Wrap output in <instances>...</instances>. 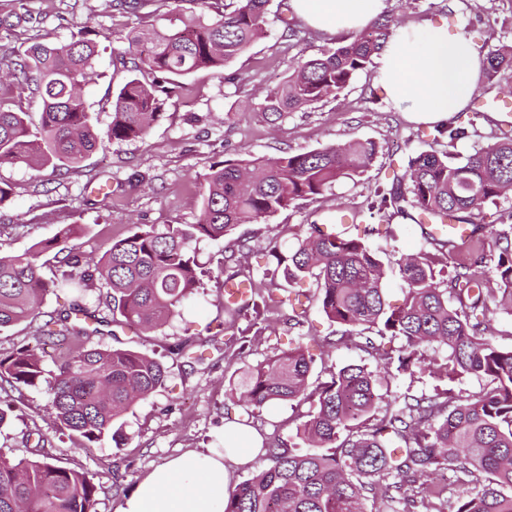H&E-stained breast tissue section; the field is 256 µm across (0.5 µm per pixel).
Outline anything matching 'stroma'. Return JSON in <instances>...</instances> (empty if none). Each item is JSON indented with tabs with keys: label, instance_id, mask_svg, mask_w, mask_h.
I'll return each instance as SVG.
<instances>
[{
	"label": "stroma",
	"instance_id": "stroma-1",
	"mask_svg": "<svg viewBox=\"0 0 512 512\" xmlns=\"http://www.w3.org/2000/svg\"><path fill=\"white\" fill-rule=\"evenodd\" d=\"M32 21L11 36L0 34V104L22 107L39 114L38 94L18 91L8 74L27 46L37 38L68 39L73 27L87 26L99 44L97 76L83 91L98 120L99 129L111 121L112 98L129 76L114 66L113 54L124 47L123 36L150 21L157 9H181L184 15L197 10L193 0H145L138 14L112 6V0H24ZM269 27L230 66L240 81L230 83L220 71H200L186 77L172 106L151 127L146 138L121 143L107 142L90 154L78 168L36 171L25 166H0V182L11 194L0 203V253H18L34 243L52 238L61 225L80 224L82 236L75 245L85 256L100 257L112 240L124 237L134 224H193L200 215L202 176L209 166L248 152L273 157L342 144L354 139L372 140L378 154L361 176L346 179L323 195L299 202L277 215L245 224L224 239L197 244L199 263L209 270L203 288L188 300L180 317L153 333L117 331L105 336L106 344L131 348L160 359L166 366L165 384L126 415L121 442L104 439L90 448L77 439L53 432L54 410L44 390L32 389L15 396V409L8 425L0 428V453L13 458L32 457V448L22 438L33 430L50 434V455L59 465L83 470L99 483L95 512H115L117 506L149 469L188 450L215 447L223 432L224 397L247 367L287 348L291 338L310 337L315 356L311 384L329 380L331 372L349 363L376 368V359L365 351L331 347L336 327L319 308L314 281L303 288L310 293L303 326L292 328L282 313L270 312L260 335L250 337L242 356L225 359L224 335L218 326L224 320V281L232 267L224 261L238 251L242 265L262 277L270 243L281 249L295 245L303 225L325 221L329 212L344 208L359 212L358 224L345 225L354 236L360 226L392 225L394 238L370 237L386 267H395L403 255L435 251L432 240L419 227L389 214H370L368 204L376 188L389 185L402 173L416 151H448L462 158L474 148L495 142L501 131L512 129V112L476 111L466 106L457 122L466 127L467 138L455 143L436 139L431 124L410 122L394 111L375 88L376 65L358 74L336 100L308 112H294L282 120L263 119L257 107L266 91L279 85L298 53L314 54L334 46L335 36L301 27L299 47H288L282 37L283 21L289 18L288 0H270ZM390 13L401 25L426 22L465 26L473 46L494 48L512 45V0H394ZM246 250H238L239 240ZM206 343L204 359L187 363L177 355V345ZM237 418L246 417L236 410ZM301 410L280 402L264 408L250 420L265 441L296 443ZM121 462V477L113 479V460Z\"/></svg>",
	"mask_w": 512,
	"mask_h": 512
}]
</instances>
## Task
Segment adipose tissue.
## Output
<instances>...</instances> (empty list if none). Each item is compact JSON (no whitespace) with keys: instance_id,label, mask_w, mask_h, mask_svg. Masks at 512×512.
<instances>
[{"instance_id":"1","label":"adipose tissue","mask_w":512,"mask_h":512,"mask_svg":"<svg viewBox=\"0 0 512 512\" xmlns=\"http://www.w3.org/2000/svg\"><path fill=\"white\" fill-rule=\"evenodd\" d=\"M291 12L328 35L354 34L391 7L390 0H289ZM483 59L464 29L426 24L394 27L378 58L376 86L395 111L416 122L438 123L462 111L479 89ZM251 445L189 451L145 473L115 512H223L233 474L260 454Z\"/></svg>"}]
</instances>
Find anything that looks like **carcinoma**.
Listing matches in <instances>:
<instances>
[{
    "label": "carcinoma",
    "mask_w": 512,
    "mask_h": 512,
    "mask_svg": "<svg viewBox=\"0 0 512 512\" xmlns=\"http://www.w3.org/2000/svg\"><path fill=\"white\" fill-rule=\"evenodd\" d=\"M270 0H199L204 12L175 16L163 27L133 29L124 65L146 73L129 77L112 100L105 132L80 89L96 76L97 44L86 26L65 42H32L19 56L13 78L20 89L35 87L42 99L38 123L29 113L0 105V164L52 168L79 164L109 140L120 143L147 136L173 104L180 79L199 70L221 71L266 32ZM392 20L380 17L367 33L347 36L317 54L299 53L293 70L267 91L257 111L270 121L307 111L334 99L351 85L383 49ZM512 67V46L489 50L482 76L490 81ZM378 153L371 140H352L277 158L249 153L209 166L203 174L200 216L194 224H135L98 259H88L72 241L84 231L65 224L48 240L21 254L0 255V331L28 323L34 341L0 354V391L36 388L47 382L54 425L91 448L115 436L119 422L137 402L165 382L158 359L102 341V327L145 332L168 324L184 301L202 287L204 270L195 245L217 240L242 224L275 216L297 201L314 198L343 179L363 174ZM512 191V135L481 146L461 162L436 150L408 159L404 174L376 192L370 209L389 211L416 224L436 220L466 223ZM486 233L489 250L470 262L453 261L454 239L440 241L445 251H421L397 263L406 288L392 307L385 294L386 269L367 238L347 237L321 224L298 234L296 247L269 256L285 280L308 277L318 285V303L336 324V344L354 346L381 361L378 370L348 364L330 380L310 389L314 358L303 337L288 349L254 366L245 382L225 394V410L236 406L251 415L277 402L308 403L312 410L297 428L307 446L294 452L271 443L256 470L224 497V512H364V501L380 500L375 512H431L425 498L443 500L448 485L433 481L441 468L453 472L455 496L448 512H512V349L494 343V308L512 313V234L495 224H475ZM52 252L61 276L47 280L42 254ZM248 287L244 302H224L225 351L241 342L263 312L294 309L278 294L275 280L265 283L239 268L226 277ZM100 283L112 321L74 300L63 311L40 309L45 296L67 289L78 297ZM245 319L248 327L235 329ZM62 345L45 380L43 345ZM444 346L437 365L425 355ZM427 373L455 382L485 380L476 398L461 399L449 389L431 395L405 394L376 412L379 380L393 372ZM39 457L0 455V512H94L97 486L86 473L57 465L45 451L49 438L37 433Z\"/></svg>",
    "instance_id": "cac0c4a2"
}]
</instances>
